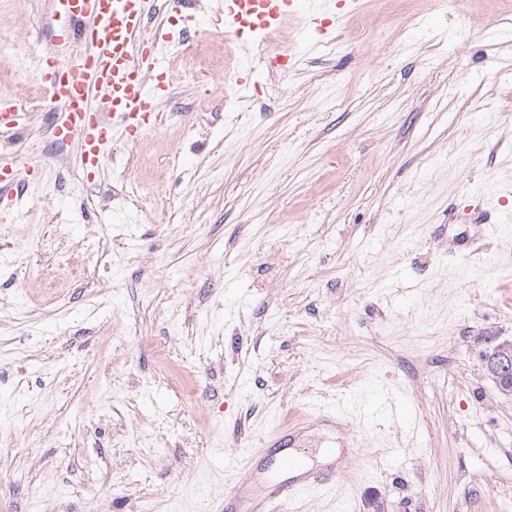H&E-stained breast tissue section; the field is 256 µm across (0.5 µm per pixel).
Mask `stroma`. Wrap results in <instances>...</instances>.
<instances>
[{
	"label": "stroma",
	"mask_w": 512,
	"mask_h": 512,
	"mask_svg": "<svg viewBox=\"0 0 512 512\" xmlns=\"http://www.w3.org/2000/svg\"><path fill=\"white\" fill-rule=\"evenodd\" d=\"M45 44L42 0H0L39 170L0 223V512H217L290 424L336 486L284 512H512L479 360L512 338V0H358L315 48L297 19L285 73L198 30L91 177L48 137ZM470 205L495 239L444 222Z\"/></svg>",
	"instance_id": "35a3bbf8"
}]
</instances>
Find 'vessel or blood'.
<instances>
[{
  "mask_svg": "<svg viewBox=\"0 0 512 512\" xmlns=\"http://www.w3.org/2000/svg\"><path fill=\"white\" fill-rule=\"evenodd\" d=\"M197 0H48L47 48L37 71L51 102L61 112L51 116L49 134L61 150L79 145L81 162L98 167L114 133L134 139L155 127L151 102L164 87V66L154 52L156 40L171 39L165 20L179 18L182 34L202 27L206 13ZM163 17L154 26L153 17ZM220 23L226 37L263 47L267 37L291 16H301L314 30L316 42L331 39L338 23L306 8L305 0H224ZM87 49H72L73 38ZM31 116L15 100L0 96V138L11 139ZM21 161L0 165V222L9 223L23 182ZM270 457L282 472L263 493L248 496L256 479V460ZM233 474L220 512H273L276 505L308 491L329 488L333 475L303 470V457L292 446V434L280 428L262 437L260 447L243 460H229Z\"/></svg>",
  "mask_w": 512,
  "mask_h": 512,
  "instance_id": "obj_1",
  "label": "vessel or blood"
}]
</instances>
